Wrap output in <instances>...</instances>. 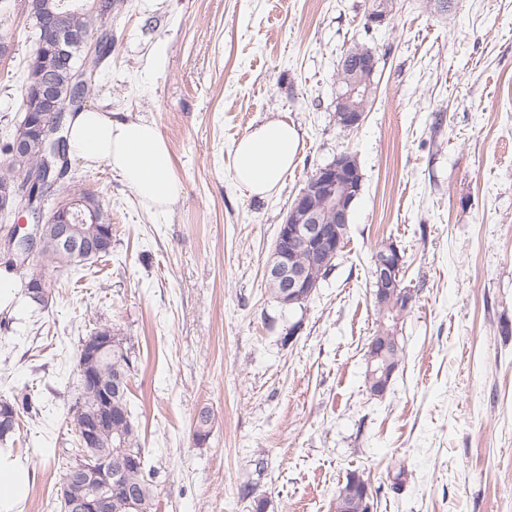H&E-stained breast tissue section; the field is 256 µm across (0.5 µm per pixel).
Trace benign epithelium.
<instances>
[{"mask_svg":"<svg viewBox=\"0 0 512 512\" xmlns=\"http://www.w3.org/2000/svg\"><path fill=\"white\" fill-rule=\"evenodd\" d=\"M39 25L56 34L52 53L54 60L65 66L74 67V90L82 89L86 82V69L97 58L101 41L112 37V0H101L99 26L92 32L76 37L68 29L66 16L53 11L40 14ZM347 70L376 69L375 58L371 55L350 54L341 63ZM24 94L35 93L50 104L52 120L42 122L33 113L24 112L22 120L11 133L10 154L24 153L28 139L38 137L48 143L62 132L61 124L69 109V100L54 98L51 86L42 82L35 87L23 86ZM368 92L356 85H348L336 96V122L345 129L360 125L365 112L351 107L357 96ZM361 180L356 156L343 153L319 167L294 199L288 209L285 222L281 224L273 254L266 269V276L277 282V301L285 307L300 305L310 299L320 288V273L332 265L341 251L347 231L351 204L360 195ZM48 195L34 189L25 194L15 178L0 177V215L19 214L14 224V234L9 240L8 254L12 264L21 267L27 264L29 254L23 250H35L40 239L42 225H56L61 244L69 250L90 257L97 253V240L88 235L83 227L73 223L69 216L81 211L84 218L93 214L81 210L84 201L73 196L65 203L51 210L45 209ZM403 256L398 247L388 243L380 248L374 257V296L378 300H395L400 316L413 302V291L403 286L401 278ZM112 348V340L92 339L84 345L79 366L82 377L90 380L89 367L95 355ZM394 336H374L368 344L366 378L372 396L381 398L386 393L399 363L390 359L397 351ZM100 429L95 421L82 427L79 433L81 451L69 465L70 476L61 483L60 496L70 512H109L112 493H121L128 502L136 500V491L112 482V466L103 464L92 455Z\"/></svg>","mask_w":512,"mask_h":512,"instance_id":"7a95c632","label":"benign epithelium"}]
</instances>
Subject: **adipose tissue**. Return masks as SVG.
I'll return each mask as SVG.
<instances>
[{
	"label": "adipose tissue",
	"instance_id": "ef3b65f1",
	"mask_svg": "<svg viewBox=\"0 0 512 512\" xmlns=\"http://www.w3.org/2000/svg\"><path fill=\"white\" fill-rule=\"evenodd\" d=\"M68 154L109 165L135 191L147 208L166 212L179 195L169 146L157 127L143 119L118 118L87 109L68 121ZM299 135L292 124L271 121L256 125L236 145L234 180L249 194L272 192L294 165ZM34 476L10 449L0 448V512H15L26 498Z\"/></svg>",
	"mask_w": 512,
	"mask_h": 512
}]
</instances>
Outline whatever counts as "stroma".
I'll return each mask as SVG.
<instances>
[{
  "label": "stroma",
  "instance_id": "1",
  "mask_svg": "<svg viewBox=\"0 0 512 512\" xmlns=\"http://www.w3.org/2000/svg\"><path fill=\"white\" fill-rule=\"evenodd\" d=\"M112 54L88 105L153 122L182 194L144 207L105 163L71 160L54 197L112 217V253L52 274L40 310H0V394H31L13 453L35 479L18 512H61L75 448L68 408L83 337L130 346L133 418L155 469L154 512H333L349 474L373 512H512V0H112ZM0 26V140L22 117L37 21ZM377 59L364 122L335 120L353 46ZM292 122L295 166L268 197L233 179L236 143ZM345 152L362 191L333 272L301 305L265 268L307 178ZM395 243L414 301L384 397L365 382L374 255ZM214 413L193 439L201 408ZM250 485L248 498L238 494Z\"/></svg>",
  "mask_w": 512,
  "mask_h": 512
}]
</instances>
